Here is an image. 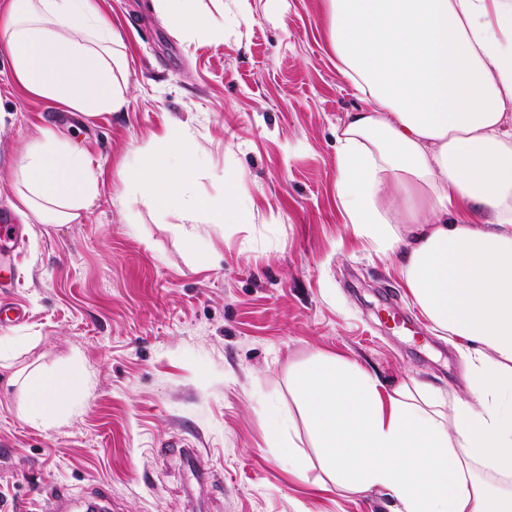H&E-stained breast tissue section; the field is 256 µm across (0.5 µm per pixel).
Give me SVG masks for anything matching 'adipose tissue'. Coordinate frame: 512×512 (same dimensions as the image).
I'll use <instances>...</instances> for the list:
<instances>
[{"mask_svg":"<svg viewBox=\"0 0 512 512\" xmlns=\"http://www.w3.org/2000/svg\"><path fill=\"white\" fill-rule=\"evenodd\" d=\"M184 36L212 34L192 0H153ZM328 46L364 108L336 134V198L370 251L395 255L424 317L458 338L466 390L380 380L330 355L297 368L303 421L271 409L267 442L298 478L310 440L322 490L381 489L399 512H512V0H326ZM0 32L31 95L77 112L126 111L123 36L95 0H7ZM203 156L177 131L160 153L136 154L125 181L160 212L198 224H247L250 188L224 175L199 197ZM17 212L70 224L96 186L86 158L45 133L19 169ZM485 219L473 221L476 211ZM29 419L51 424L82 389L69 369L22 382Z\"/></svg>","mask_w":512,"mask_h":512,"instance_id":"1","label":"adipose tissue"}]
</instances>
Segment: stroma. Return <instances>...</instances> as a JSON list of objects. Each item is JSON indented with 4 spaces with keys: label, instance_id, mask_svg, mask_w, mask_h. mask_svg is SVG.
I'll list each match as a JSON object with an SVG mask.
<instances>
[{
    "label": "stroma",
    "instance_id": "35a3bbf8",
    "mask_svg": "<svg viewBox=\"0 0 512 512\" xmlns=\"http://www.w3.org/2000/svg\"><path fill=\"white\" fill-rule=\"evenodd\" d=\"M130 74L123 112L93 116L26 94L0 33V215L22 227L0 258V512H395L386 491L321 489L266 442L269 405L297 407L292 371L317 353L393 391L463 392L455 338L421 314L391 259L368 251L336 200V129L361 101L326 44L325 0H247L224 34L187 38L153 0H97ZM205 153L194 191L251 188L247 224H202L134 200L124 168L172 128ZM52 130L85 154L97 192L80 219L16 213L25 150ZM70 367L83 390L56 422L26 416L11 371ZM195 456H186V449Z\"/></svg>",
    "mask_w": 512,
    "mask_h": 512
}]
</instances>
